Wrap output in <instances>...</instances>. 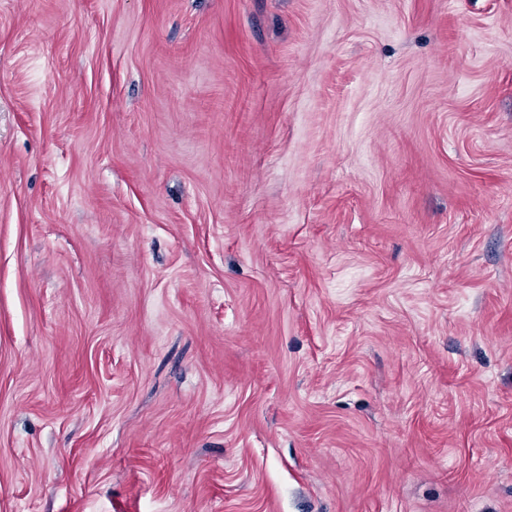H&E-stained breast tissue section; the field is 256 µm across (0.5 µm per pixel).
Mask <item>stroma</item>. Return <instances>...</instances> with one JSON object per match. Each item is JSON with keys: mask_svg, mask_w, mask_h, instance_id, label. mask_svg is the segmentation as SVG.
<instances>
[{"mask_svg": "<svg viewBox=\"0 0 512 512\" xmlns=\"http://www.w3.org/2000/svg\"><path fill=\"white\" fill-rule=\"evenodd\" d=\"M0 512H512V0H0Z\"/></svg>", "mask_w": 512, "mask_h": 512, "instance_id": "35a3bbf8", "label": "stroma"}]
</instances>
